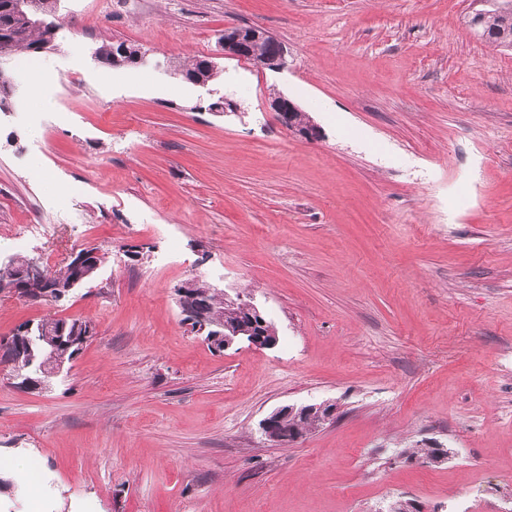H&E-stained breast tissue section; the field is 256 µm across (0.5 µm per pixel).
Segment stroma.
Wrapping results in <instances>:
<instances>
[{
  "mask_svg": "<svg viewBox=\"0 0 512 512\" xmlns=\"http://www.w3.org/2000/svg\"><path fill=\"white\" fill-rule=\"evenodd\" d=\"M471 3L60 0L58 50L10 62L0 264L104 259L62 304L0 296V337L46 316L98 334L43 391L0 365V476L42 474L0 512H512V50ZM233 26L286 67L224 57ZM103 38L219 73L111 67ZM225 96L239 112L210 111ZM194 277L252 298L278 345L209 349L176 294ZM321 402L334 423L262 436ZM221 43L227 58L248 61L256 67L268 69H282L286 65V51L282 45L258 27L227 28ZM262 43L266 44V53L259 61L253 55V48ZM271 105L273 109L276 112H278L282 119V122L289 130L293 131L294 133L298 134L299 136L305 139H314L319 135L318 126L312 123L311 121L308 124V126L304 128H297L296 126H294V112H296L295 116L299 123H308L310 117L307 115L306 112H303L299 108V106L293 103L290 99L283 96H278L274 100H272ZM284 415L295 416L296 420L302 419L303 421H309L311 419H317V428L320 426L333 421L336 415V405L333 403H320V404H308V405H300V406H285L281 409H277L273 411L269 416H267L261 423V430L264 438L268 441L279 443V444H287L296 441L300 438L301 434L294 433L290 436L288 432V441L283 436V433L280 431L278 427L279 419ZM283 426L288 430L289 429H298L299 432H308L310 428L315 426L314 421H309L307 423H294L292 419H284Z\"/></svg>",
  "mask_w": 512,
  "mask_h": 512,
  "instance_id": "obj_1",
  "label": "stroma"
}]
</instances>
